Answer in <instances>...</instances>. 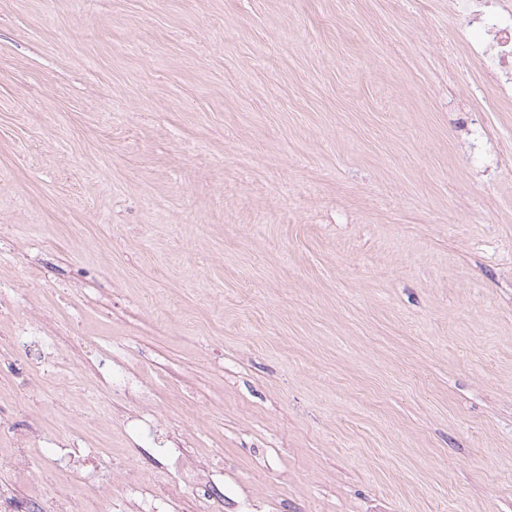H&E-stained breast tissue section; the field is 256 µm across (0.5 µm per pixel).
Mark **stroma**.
<instances>
[{
    "mask_svg": "<svg viewBox=\"0 0 512 512\" xmlns=\"http://www.w3.org/2000/svg\"><path fill=\"white\" fill-rule=\"evenodd\" d=\"M453 10L0 0V298L132 375L1 395L0 484L66 431L226 512H512V103ZM16 448L8 459V464L14 473L25 475L31 468L32 456L29 448L37 441L39 434L30 429L27 432L16 433Z\"/></svg>",
    "mask_w": 512,
    "mask_h": 512,
    "instance_id": "obj_1",
    "label": "stroma"
}]
</instances>
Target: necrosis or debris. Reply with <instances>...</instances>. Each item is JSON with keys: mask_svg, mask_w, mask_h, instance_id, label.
<instances>
[{"mask_svg": "<svg viewBox=\"0 0 512 512\" xmlns=\"http://www.w3.org/2000/svg\"><path fill=\"white\" fill-rule=\"evenodd\" d=\"M454 8L479 32L475 53L495 76L496 94L512 99V0H499L494 7L487 0H456ZM39 328L42 336L36 339L29 336L26 325H17L6 356H19L29 370L52 383L73 380L78 368L67 355L49 361L38 350L43 340L61 348L66 337L48 322H40ZM47 464V478L56 486L53 493L24 492L17 485H5L0 487V507L6 512H99L101 500L96 493L109 487L116 493L117 512H169L175 504L181 512H224L210 460L200 452L184 455L182 469L161 468L147 478L135 469L110 470L103 460L68 439L52 449Z\"/></svg>", "mask_w": 512, "mask_h": 512, "instance_id": "1", "label": "necrosis or debris"}]
</instances>
